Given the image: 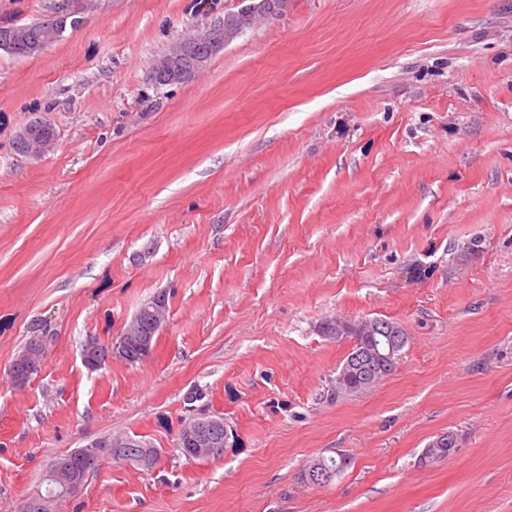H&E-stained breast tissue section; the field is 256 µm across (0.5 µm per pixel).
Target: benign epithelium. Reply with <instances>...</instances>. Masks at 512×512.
Returning <instances> with one entry per match:
<instances>
[{"mask_svg": "<svg viewBox=\"0 0 512 512\" xmlns=\"http://www.w3.org/2000/svg\"><path fill=\"white\" fill-rule=\"evenodd\" d=\"M85 0H53L50 17L53 24L49 27L51 34L55 35L66 30L67 26L75 27L80 23L78 15L86 9ZM184 42L177 43L167 54L155 60L150 68L149 77L155 73L166 70L165 83L173 84L185 82L193 78L200 70L206 67V59L200 58L191 67L178 64ZM57 137L55 127L45 119H35L25 125L19 135L22 141L23 153L30 157L40 156L44 150ZM137 318H132L122 333L121 343L117 348L102 345L95 340H87L82 348L81 358L83 365L90 371L100 368L104 363L119 355L123 360L132 363L134 360L145 357L150 352L149 336H137L134 333ZM341 325L339 333L347 328L357 332L352 343L356 350L352 352V360L345 363L343 370L336 379V390L349 391L352 388L350 373H362L359 385L367 389L376 383L377 367L382 364H396L400 348L406 337L389 333L385 336H376L373 333L375 325L369 320L362 319L356 323L337 321ZM230 434L227 425L219 420H196L186 426L178 447L186 454H213L222 451L228 444ZM103 439H95L81 449V457L89 464L97 462L103 455ZM160 459V450L145 446L140 456L133 459L136 466L146 469ZM50 477L56 481L65 493H75L82 486L81 472L74 469L67 459L58 461Z\"/></svg>", "mask_w": 512, "mask_h": 512, "instance_id": "benign-epithelium-1", "label": "benign epithelium"}]
</instances>
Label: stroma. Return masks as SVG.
Segmentation results:
<instances>
[{
    "mask_svg": "<svg viewBox=\"0 0 512 512\" xmlns=\"http://www.w3.org/2000/svg\"><path fill=\"white\" fill-rule=\"evenodd\" d=\"M237 9L90 0L43 54L0 51V512L111 435L157 466L103 461L55 512H512V0H288L196 77L149 80ZM37 115L58 137L31 159ZM160 293L150 355L88 371L86 338L118 344ZM334 318L401 324L394 372L337 392ZM202 415L219 458L177 447Z\"/></svg>",
    "mask_w": 512,
    "mask_h": 512,
    "instance_id": "35a3bbf8",
    "label": "stroma"
}]
</instances>
